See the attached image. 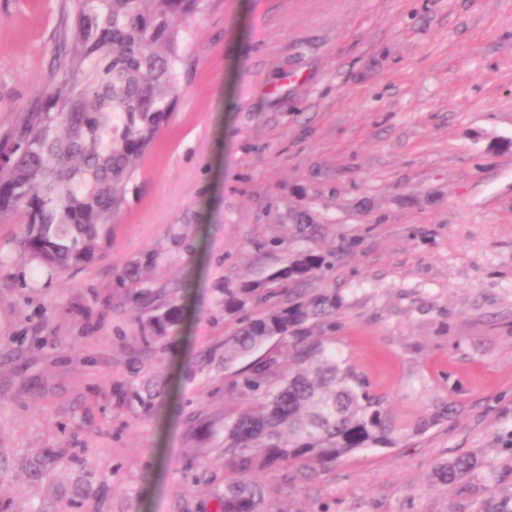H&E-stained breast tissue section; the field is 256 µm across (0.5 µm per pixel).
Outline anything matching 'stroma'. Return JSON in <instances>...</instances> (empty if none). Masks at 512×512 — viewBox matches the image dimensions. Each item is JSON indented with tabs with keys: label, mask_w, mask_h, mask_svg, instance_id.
I'll return each instance as SVG.
<instances>
[{
	"label": "stroma",
	"mask_w": 512,
	"mask_h": 512,
	"mask_svg": "<svg viewBox=\"0 0 512 512\" xmlns=\"http://www.w3.org/2000/svg\"><path fill=\"white\" fill-rule=\"evenodd\" d=\"M63 5L0 0V138L47 82ZM189 31L176 106L94 260L43 267L0 218V512H216L224 416L249 406L228 391L222 288L305 247L335 253L320 285L343 300L313 333L384 395L399 442L257 473L269 512H499L512 0H212ZM462 455L470 480L436 482Z\"/></svg>",
	"instance_id": "35a3bbf8"
}]
</instances>
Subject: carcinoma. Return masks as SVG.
I'll list each match as a JSON object with an SVG mask.
<instances>
[{"instance_id": "1", "label": "carcinoma", "mask_w": 512, "mask_h": 512, "mask_svg": "<svg viewBox=\"0 0 512 512\" xmlns=\"http://www.w3.org/2000/svg\"><path fill=\"white\" fill-rule=\"evenodd\" d=\"M207 0H71L48 87L0 148V215L22 214L25 252L65 272L89 262L127 204L137 161L173 111L186 61L187 31L175 19ZM330 256L295 252L265 283L224 284V314H245L224 337V370L253 405L224 417L221 512H266L253 473L285 463L324 466L367 448L390 447L398 426L380 398L313 327L342 306L334 288H316ZM272 303L257 312L260 301ZM292 348L293 367L265 355L236 366L267 341ZM479 466L461 456L435 479L458 485Z\"/></svg>"}]
</instances>
